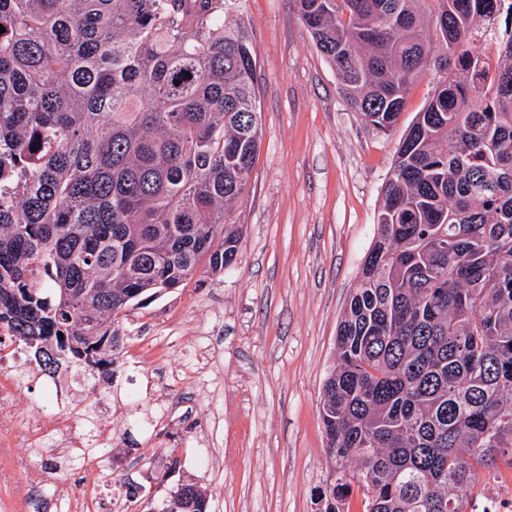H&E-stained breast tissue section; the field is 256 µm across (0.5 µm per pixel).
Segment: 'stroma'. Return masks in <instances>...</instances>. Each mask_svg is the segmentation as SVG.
Returning <instances> with one entry per match:
<instances>
[{
  "label": "stroma",
  "instance_id": "obj_1",
  "mask_svg": "<svg viewBox=\"0 0 512 512\" xmlns=\"http://www.w3.org/2000/svg\"><path fill=\"white\" fill-rule=\"evenodd\" d=\"M257 59L261 147L235 265L161 291L119 316L125 344L110 379L29 370L28 405L68 414L101 401L105 436L84 421L55 437L63 455L27 447L31 430L0 410V512H160L192 483L210 512H319L332 471L319 409L336 329L377 236L382 189L407 126L438 80L412 85L395 127L376 129L343 97L294 0H237ZM61 386L65 403L45 395ZM80 485L67 498L60 487ZM474 512L512 504V466L498 462L470 495Z\"/></svg>",
  "mask_w": 512,
  "mask_h": 512
}]
</instances>
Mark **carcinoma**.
Here are the masks:
<instances>
[{
    "instance_id": "cac0c4a2",
    "label": "carcinoma",
    "mask_w": 512,
    "mask_h": 512,
    "mask_svg": "<svg viewBox=\"0 0 512 512\" xmlns=\"http://www.w3.org/2000/svg\"><path fill=\"white\" fill-rule=\"evenodd\" d=\"M295 2L378 129L439 74L337 327L320 512L355 487L366 512H469L512 455V0ZM224 6L0 0V321L45 373L111 377L124 308L236 263L261 110ZM175 494L208 512L197 486Z\"/></svg>"
}]
</instances>
